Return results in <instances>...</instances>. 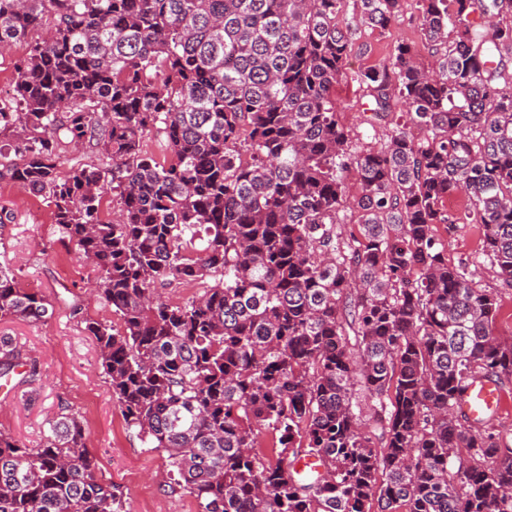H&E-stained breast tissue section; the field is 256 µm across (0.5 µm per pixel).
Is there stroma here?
<instances>
[{"label":"stroma","mask_w":512,"mask_h":512,"mask_svg":"<svg viewBox=\"0 0 512 512\" xmlns=\"http://www.w3.org/2000/svg\"><path fill=\"white\" fill-rule=\"evenodd\" d=\"M416 0H404L395 24L385 30L362 29L360 50L349 57L345 75L336 86L341 123L352 138L383 141L386 129L364 124L357 75L386 61L402 42L411 44L420 60L428 53L418 21ZM10 219L0 225V262L6 264L21 287L44 295L54 306L47 322L0 323V334L11 336L31 351L39 374L21 384L16 395L0 396V429L30 448L41 446L48 422L59 412L79 414L87 431V446L99 461L101 473L122 493L127 512H197L193 496L171 490L165 455L147 448L135 429L127 427L113 401L98 361L96 346L84 329L85 318L112 319L109 305L93 297L94 268L78 258L63 240L53 219V208L40 196L14 184H0V210ZM448 261L474 262L479 285L501 292L497 329L512 332V290L502 288L496 271L480 262L481 235L476 225L449 229Z\"/></svg>","instance_id":"obj_1"}]
</instances>
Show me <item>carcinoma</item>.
<instances>
[{
    "instance_id": "cac0c4a2",
    "label": "carcinoma",
    "mask_w": 512,
    "mask_h": 512,
    "mask_svg": "<svg viewBox=\"0 0 512 512\" xmlns=\"http://www.w3.org/2000/svg\"><path fill=\"white\" fill-rule=\"evenodd\" d=\"M344 2L0 0V52L47 29L0 98V180L47 199L98 270L120 326L85 330L112 399L198 512H512V442L458 406L512 381V335L437 234L480 225L512 288V0H418L434 68L401 43L358 74L368 125L409 117L378 146L353 142L334 88L403 0ZM152 131L170 159L142 149ZM67 144L98 159L63 173ZM173 280L205 288L174 304ZM53 312L0 265V322ZM20 366L36 376L1 335L0 377ZM302 455L321 471L297 475ZM99 470L75 413L40 448L0 431V512H124Z\"/></svg>"
}]
</instances>
